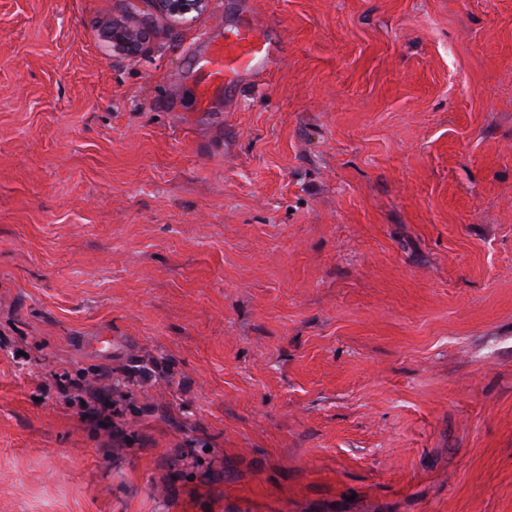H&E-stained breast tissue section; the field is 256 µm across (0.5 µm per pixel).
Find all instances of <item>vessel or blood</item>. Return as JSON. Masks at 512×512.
Wrapping results in <instances>:
<instances>
[{
  "label": "vessel or blood",
  "mask_w": 512,
  "mask_h": 512,
  "mask_svg": "<svg viewBox=\"0 0 512 512\" xmlns=\"http://www.w3.org/2000/svg\"><path fill=\"white\" fill-rule=\"evenodd\" d=\"M280 47L260 37L251 22H242L225 32L220 43H208L202 61L211 80L234 84L246 73L261 75L279 53Z\"/></svg>",
  "instance_id": "1"
}]
</instances>
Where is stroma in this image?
I'll list each match as a JSON object with an SVG mask.
<instances>
[{
    "mask_svg": "<svg viewBox=\"0 0 512 512\" xmlns=\"http://www.w3.org/2000/svg\"><path fill=\"white\" fill-rule=\"evenodd\" d=\"M0 512H512V0H0ZM155 7L173 19H181L192 13H201L207 0H151ZM279 51L278 44L260 37L246 19L236 29L224 33L223 43H208L201 62L210 70L211 80L228 87L245 73L261 75ZM104 38L112 44L113 50L129 56L140 54L143 44L142 31H136L120 23H113L104 32Z\"/></svg>",
    "mask_w": 512,
    "mask_h": 512,
    "instance_id": "obj_1",
    "label": "stroma"
}]
</instances>
